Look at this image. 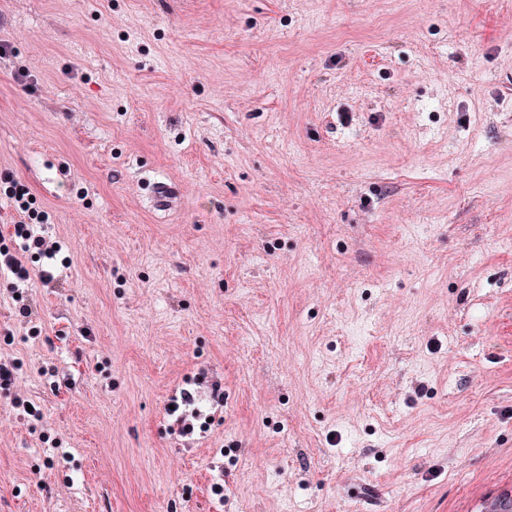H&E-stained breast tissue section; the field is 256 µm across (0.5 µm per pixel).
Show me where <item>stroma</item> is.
I'll list each match as a JSON object with an SVG mask.
<instances>
[{"label": "stroma", "instance_id": "stroma-1", "mask_svg": "<svg viewBox=\"0 0 512 512\" xmlns=\"http://www.w3.org/2000/svg\"><path fill=\"white\" fill-rule=\"evenodd\" d=\"M0 41L69 259L28 323L0 277V512H500L512 0H0Z\"/></svg>", "mask_w": 512, "mask_h": 512}]
</instances>
